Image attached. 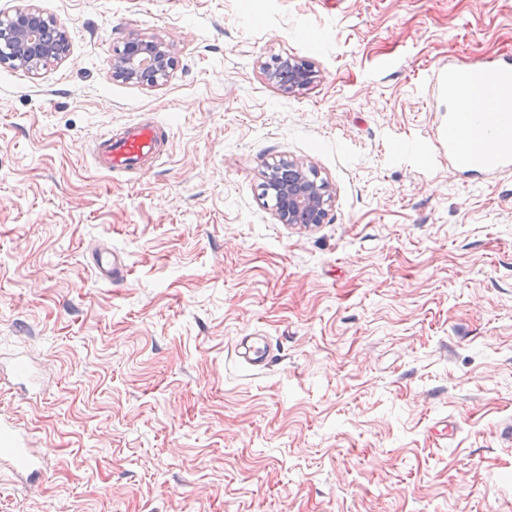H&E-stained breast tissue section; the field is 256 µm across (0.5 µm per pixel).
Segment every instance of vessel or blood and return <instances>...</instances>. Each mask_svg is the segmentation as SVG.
I'll return each mask as SVG.
<instances>
[{
    "label": "vessel or blood",
    "mask_w": 512,
    "mask_h": 512,
    "mask_svg": "<svg viewBox=\"0 0 512 512\" xmlns=\"http://www.w3.org/2000/svg\"><path fill=\"white\" fill-rule=\"evenodd\" d=\"M432 83L442 85L447 93H455L459 85L475 83L487 94L490 112L478 115L477 121L486 131L487 142L465 147L457 132L465 124L462 113L448 118L447 149L449 158L460 168L497 173L512 168V58L493 60L468 71L448 70L434 74ZM162 142L159 127L132 124L121 135L103 134L93 149L97 168L108 173L143 170L157 153ZM99 276L106 281L122 277L125 265L114 251L99 252L93 258ZM238 354L250 366L264 368L272 360L269 347L261 336H246L237 345ZM0 457L9 458L14 469L28 470L32 458L22 448L10 426L0 425Z\"/></svg>",
    "instance_id": "b4317fda"
}]
</instances>
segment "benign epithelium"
Returning a JSON list of instances; mask_svg holds the SVG:
<instances>
[{
  "mask_svg": "<svg viewBox=\"0 0 512 512\" xmlns=\"http://www.w3.org/2000/svg\"><path fill=\"white\" fill-rule=\"evenodd\" d=\"M70 53L67 34L34 6L15 10L0 21V64L38 74ZM178 63L173 44L132 32L113 48L112 77L126 83L155 88L168 81ZM263 74L277 90L295 94L317 77L315 66L294 55L277 56L261 64ZM262 198L270 199L282 224H323L333 201L330 183L301 161L288 159L267 167L262 174Z\"/></svg>",
  "mask_w": 512,
  "mask_h": 512,
  "instance_id": "benign-epithelium-1",
  "label": "benign epithelium"
}]
</instances>
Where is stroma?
<instances>
[{
    "label": "stroma",
    "instance_id": "35a3bbf8",
    "mask_svg": "<svg viewBox=\"0 0 512 512\" xmlns=\"http://www.w3.org/2000/svg\"><path fill=\"white\" fill-rule=\"evenodd\" d=\"M29 4L70 54L0 66V421L43 462L0 459V512H512V170L449 164L429 89L512 51V0L0 13ZM132 31L174 44L165 85L113 79ZM289 54L318 71L290 95L260 69ZM138 122L170 134L152 168L98 170ZM282 159L329 181L326 223L264 205ZM93 264L98 275L105 281L119 279L123 276L125 265L116 251L105 250L93 257ZM239 357L252 367L265 368L272 361L263 336H244L237 344Z\"/></svg>",
    "mask_w": 512,
    "mask_h": 512
}]
</instances>
